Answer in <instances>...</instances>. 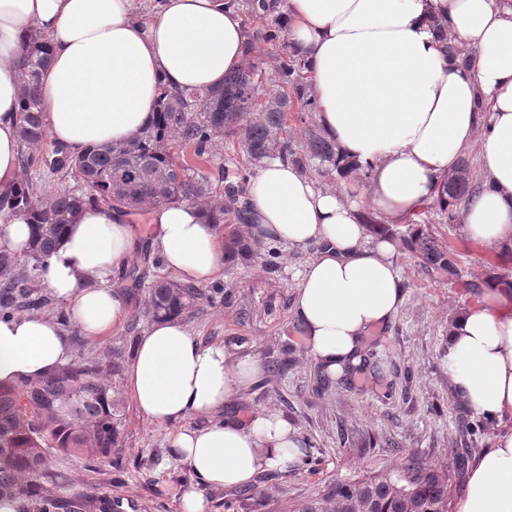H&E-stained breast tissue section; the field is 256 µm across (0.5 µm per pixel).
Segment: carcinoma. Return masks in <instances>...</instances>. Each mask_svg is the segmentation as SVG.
Returning a JSON list of instances; mask_svg holds the SVG:
<instances>
[{"label": "carcinoma", "instance_id": "carcinoma-1", "mask_svg": "<svg viewBox=\"0 0 512 512\" xmlns=\"http://www.w3.org/2000/svg\"><path fill=\"white\" fill-rule=\"evenodd\" d=\"M260 36L280 45L278 83L295 95L299 111H317L306 92L305 62L285 38L282 25L276 22ZM252 49L250 41L244 63L225 74L224 83L216 89H160L151 124L127 142L94 148L80 157L70 156L59 146L38 159L23 157L24 166L46 169L59 184L37 195L25 183L0 196V210L20 213L34 226L28 250L16 252L0 245V316L11 315L17 308L39 313L54 307L53 299L37 289L43 262L67 222L86 206L104 202L143 210L225 195L227 201L206 210V220L224 231L230 261L253 255L254 244L236 229L243 210L235 188L246 182L245 170L225 168L217 178L202 166L226 136L239 140L252 164L278 157L304 172L316 163L327 174L343 176L334 142L313 130L299 148L288 140L286 98L260 90L255 80L259 63ZM46 51L45 39L36 33L21 46L20 136L26 145L47 137L36 94ZM460 166L465 174L456 181L442 180L437 200L409 220L406 231L390 230L420 266L450 282L462 278V270L428 225L433 215L440 224H457L458 203L480 187L468 161L461 160ZM85 182L95 183V191L79 187ZM122 279L136 291L147 287L143 307L131 315V333L144 319L180 317L200 303L225 299L222 288H196L168 279L147 285L137 265L126 269ZM126 357V348L114 347L107 364L81 357L43 377L0 384V499L14 501L17 512H76L89 507L87 495L61 492L45 462L51 451H60L78 456L92 471L99 461L120 454L125 398L115 378L121 375ZM465 462L466 457L459 456L439 470L411 461L395 473L338 483L307 505L305 512H452L450 488L459 480Z\"/></svg>", "mask_w": 512, "mask_h": 512}]
</instances>
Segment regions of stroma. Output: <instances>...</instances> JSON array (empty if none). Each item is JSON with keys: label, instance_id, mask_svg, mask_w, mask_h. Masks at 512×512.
Here are the masks:
<instances>
[{"label": "stroma", "instance_id": "stroma-1", "mask_svg": "<svg viewBox=\"0 0 512 512\" xmlns=\"http://www.w3.org/2000/svg\"><path fill=\"white\" fill-rule=\"evenodd\" d=\"M435 231L465 274L503 269L499 252L470 239L461 226L439 224ZM271 248L278 253L275 266L261 259L225 264L214 285L228 294V304L199 305L185 320L203 344L221 343L235 359L263 362L264 372L224 411L243 424L258 413L285 421L310 447L311 467L266 468L237 489L205 484L171 454L179 423L155 425L130 400L122 468L107 459L90 472L79 458L48 456L46 468L61 487L117 497L136 512H181L182 493L190 488L203 493L210 512H224L228 503L234 512H304L336 483L393 472L410 460L448 466L462 452L474 457L490 447V434L461 436L460 425L477 416L448 388V322L469 298L461 284L437 279L398 253L403 305L390 325L368 339L362 370L318 389L317 366L295 316L296 285L315 249L277 242ZM64 328L80 357L109 359L127 336L123 324L98 340L72 323Z\"/></svg>", "mask_w": 512, "mask_h": 512}]
</instances>
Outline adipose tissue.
Instances as JSON below:
<instances>
[{"label": "adipose tissue", "mask_w": 512, "mask_h": 512, "mask_svg": "<svg viewBox=\"0 0 512 512\" xmlns=\"http://www.w3.org/2000/svg\"><path fill=\"white\" fill-rule=\"evenodd\" d=\"M308 64L324 135L369 165L366 187L349 174L326 189L294 165L267 159L240 192L252 241L317 245L301 273L295 312L313 359L336 376L360 360L371 329L404 301L389 229L433 203L442 178L479 143L484 180L461 208L474 241L512 247V0H267ZM448 22L472 63L452 57L431 24ZM49 47L39 93L49 139L71 153L122 143L149 124L162 85L212 88L245 59L235 0H0V195L19 184L22 70L31 31ZM373 212L384 228L370 233ZM151 244L181 282L204 285L227 259L224 237L201 206L149 209ZM139 228L126 210H81L45 259L42 279L69 320L97 340L127 314L113 279L132 259ZM74 358L62 324L41 314L0 320V382L34 379ZM448 385L473 413L497 421L474 462L459 512H512V277H488L448 325ZM263 370L202 344L180 318L154 321L135 344L126 386L146 419L202 418L170 441L205 482L235 488L294 459L296 434L278 418H223L225 403Z\"/></svg>", "instance_id": "obj_1"}]
</instances>
